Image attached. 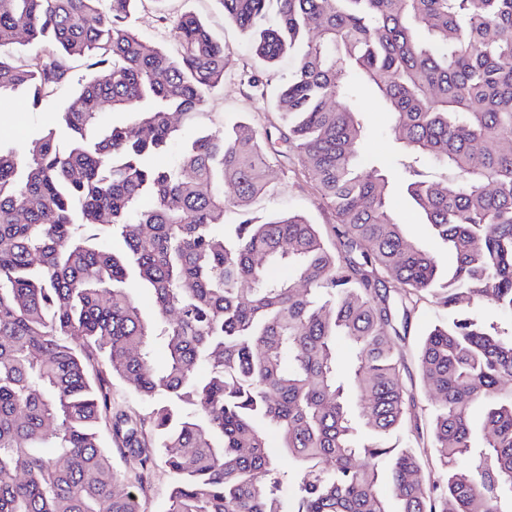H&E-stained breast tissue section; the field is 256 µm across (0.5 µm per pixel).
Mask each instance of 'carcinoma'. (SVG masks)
I'll return each mask as SVG.
<instances>
[{"label":"carcinoma","instance_id":"obj_1","mask_svg":"<svg viewBox=\"0 0 512 512\" xmlns=\"http://www.w3.org/2000/svg\"><path fill=\"white\" fill-rule=\"evenodd\" d=\"M137 2L0 0V101L55 98L77 59L108 70L62 112L66 147L53 127L23 155L0 141V512H140L159 462L167 512H389V496L398 512H512V323L482 314L512 316V0H219L260 65L296 56L274 108L335 212L330 247L301 214H254L275 191L269 131L235 121L157 164L173 117L224 83V44L186 12L172 54L129 23ZM21 35L50 50L11 58ZM357 83L399 134L401 174L359 154ZM105 112L130 122L106 128ZM396 178L452 269L405 238ZM391 284L448 309L420 349L437 394L426 430ZM114 378L144 418L112 409ZM103 427L138 461L135 482Z\"/></svg>","mask_w":512,"mask_h":512}]
</instances>
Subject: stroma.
<instances>
[{
    "mask_svg": "<svg viewBox=\"0 0 512 512\" xmlns=\"http://www.w3.org/2000/svg\"><path fill=\"white\" fill-rule=\"evenodd\" d=\"M188 11L201 18L224 43V84L210 96L200 114L182 123L179 139L169 151V157L173 160L178 158L183 144L203 134L223 133L225 124L235 119L247 120L260 131L280 126V117L273 108V97L294 67V58L289 55L270 68L260 69L252 55L247 35L225 18L218 0H139L130 22L148 40L172 52L176 49V43L170 21ZM254 72L262 78L263 92H255L247 85L248 76ZM92 74L86 60L74 61L69 83L56 99L37 108L31 107L22 95H12L9 106L0 110V140L18 149H26L43 130L57 124L73 92ZM355 99L371 119L367 136L359 148L360 153L382 161L388 168H400L404 157L379 100L362 90L356 91ZM272 165L276 193L264 202L265 211L301 213L312 223L320 225L325 237H332L335 213L304 172L300 159L284 152L273 155ZM393 196L396 209L405 222V236L432 251L445 253L444 244L432 234L428 225L418 219L414 205L404 193L397 189ZM445 317V310L434 298L422 297L415 305L400 343L401 373L415 398L411 413L422 424L428 421L433 395L420 380V346L427 331Z\"/></svg>",
    "mask_w": 512,
    "mask_h": 512,
    "instance_id": "stroma-1",
    "label": "stroma"
}]
</instances>
